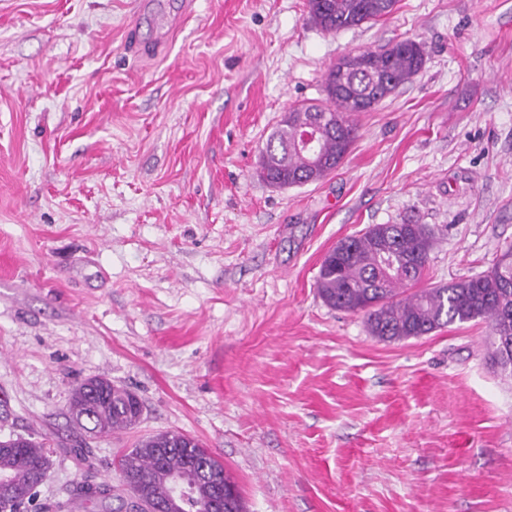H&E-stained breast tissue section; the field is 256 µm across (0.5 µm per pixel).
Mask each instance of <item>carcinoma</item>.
I'll return each instance as SVG.
<instances>
[{
	"instance_id": "carcinoma-1",
	"label": "carcinoma",
	"mask_w": 512,
	"mask_h": 512,
	"mask_svg": "<svg viewBox=\"0 0 512 512\" xmlns=\"http://www.w3.org/2000/svg\"><path fill=\"white\" fill-rule=\"evenodd\" d=\"M397 0H307L311 20L333 33L359 27L390 15ZM423 44L404 39L380 51L364 50L344 57V69L330 67L324 79V106H294L288 123L273 128L262 153L267 177L299 185L316 182L348 154L356 134L355 116L366 112L409 83L423 68ZM325 113L336 128L320 141L323 162H311L293 142L295 128ZM432 235L424 224H378L360 236L341 240L324 257L317 288L324 302L346 311H363L372 335L385 340L423 336L439 328L476 319L492 329L488 352L496 365L512 375V245L503 249L485 275L417 293L406 290L424 273ZM69 411L74 424L94 436L133 428L142 415L134 393L103 378L87 380L72 393ZM52 467L47 440L16 436L0 447V491H13L19 512H65L70 502L41 501L40 483ZM114 467L123 483L103 490L83 481L71 498L95 504L102 512H129L131 496L141 494L137 512L165 503L171 512H211L217 481L236 485L224 464L200 442L177 431L139 440L122 452ZM182 477L188 492L172 502L174 478ZM117 505L110 507L109 502Z\"/></svg>"
}]
</instances>
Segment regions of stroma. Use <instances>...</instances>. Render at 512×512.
Masks as SVG:
<instances>
[{"instance_id":"obj_1","label":"stroma","mask_w":512,"mask_h":512,"mask_svg":"<svg viewBox=\"0 0 512 512\" xmlns=\"http://www.w3.org/2000/svg\"><path fill=\"white\" fill-rule=\"evenodd\" d=\"M0 0V435L48 438L66 499L144 435L200 440L248 512H512V377L476 319L385 342L329 307L325 254L372 224L433 236L424 288L512 243V0H398L327 34L307 0ZM422 42L326 178L261 180L288 108L341 56ZM136 393L81 444L73 390Z\"/></svg>"}]
</instances>
